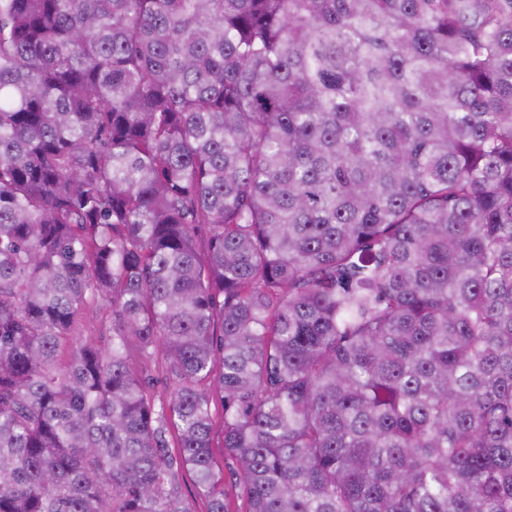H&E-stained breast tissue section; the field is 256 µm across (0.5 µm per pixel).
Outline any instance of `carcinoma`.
Listing matches in <instances>:
<instances>
[{
  "label": "carcinoma",
  "mask_w": 512,
  "mask_h": 512,
  "mask_svg": "<svg viewBox=\"0 0 512 512\" xmlns=\"http://www.w3.org/2000/svg\"><path fill=\"white\" fill-rule=\"evenodd\" d=\"M214 390L245 512H512V0H0V512H230ZM75 336L107 346L112 338V313L106 301L88 306L76 323ZM139 369L147 376L154 379L149 393L155 400V403L164 398L168 389L172 386L173 376L168 367L159 359H140L138 361ZM210 407H211V413L214 419L215 423V434H214V446H215V459L217 463V467L220 469H224V475H226L227 478V484H226V492H227V498L230 504V508L233 511H240L244 510V505L239 497V491L234 486H232L229 483L228 480V473L229 469L232 468L233 462L230 459L223 458V451L221 447V431H220V425L223 418V403L221 400L220 394L213 393L211 400H210ZM179 486L182 498L190 503L195 512L207 510V502L197 495L194 476L191 472L180 473Z\"/></svg>",
  "instance_id": "carcinoma-1"
}]
</instances>
